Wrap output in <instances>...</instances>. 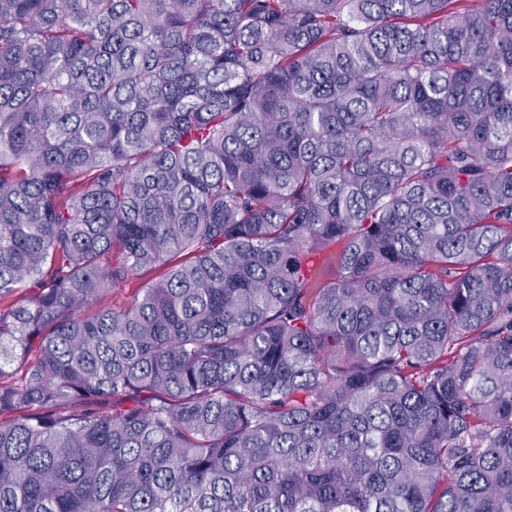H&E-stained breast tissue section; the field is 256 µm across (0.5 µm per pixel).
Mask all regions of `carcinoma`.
Returning <instances> with one entry per match:
<instances>
[{
    "mask_svg": "<svg viewBox=\"0 0 512 512\" xmlns=\"http://www.w3.org/2000/svg\"><path fill=\"white\" fill-rule=\"evenodd\" d=\"M0 512H512V0H0Z\"/></svg>",
    "mask_w": 512,
    "mask_h": 512,
    "instance_id": "obj_1",
    "label": "carcinoma"
}]
</instances>
